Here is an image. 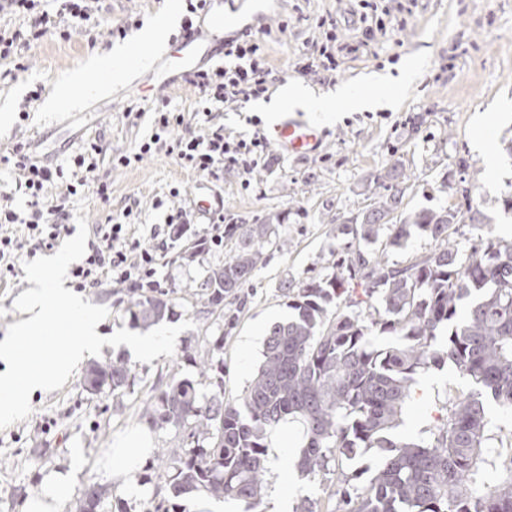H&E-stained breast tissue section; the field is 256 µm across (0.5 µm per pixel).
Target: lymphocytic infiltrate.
<instances>
[{"label":"lymphocytic infiltrate","instance_id":"obj_1","mask_svg":"<svg viewBox=\"0 0 512 512\" xmlns=\"http://www.w3.org/2000/svg\"><path fill=\"white\" fill-rule=\"evenodd\" d=\"M38 6L39 0H0V12L7 10L36 16L29 30L0 33L1 60L14 57L18 46L28 45L46 34L50 17L48 13L39 12ZM224 56V67L211 72L198 70L191 79L192 84L208 97L210 104L239 100L246 102L265 93V54L254 34L233 40L225 49ZM178 122V117L172 116L169 111L156 108L154 131L149 140L141 143L133 155L121 156L120 165H130L153 151L162 150L201 172L211 174L220 165L230 163L247 173L259 164L267 150L261 136L231 140L225 137L220 127L188 140L172 136L171 129ZM17 167L20 171L19 185L29 196L32 211L24 222L9 210L0 216V277L13 272L21 242H28L36 250L51 248L63 231V210L45 201L48 186L54 184L57 178L56 172L47 166L29 162L24 157L20 158ZM183 221V211L167 215L164 223L151 225L150 241L146 244L137 237L135 225L127 219L97 225L94 238L88 244L86 258L70 271L75 287L95 288L107 277L121 285L159 287V253L154 241L172 235Z\"/></svg>","mask_w":512,"mask_h":512}]
</instances>
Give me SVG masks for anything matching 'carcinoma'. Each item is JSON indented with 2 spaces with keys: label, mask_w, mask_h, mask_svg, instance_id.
Listing matches in <instances>:
<instances>
[{
  "label": "carcinoma",
  "mask_w": 512,
  "mask_h": 512,
  "mask_svg": "<svg viewBox=\"0 0 512 512\" xmlns=\"http://www.w3.org/2000/svg\"><path fill=\"white\" fill-rule=\"evenodd\" d=\"M410 180L397 165L375 175L377 200L344 225L365 245L386 235L383 251L358 248L338 258L336 272L283 286L292 314L269 328L238 402H224V362L209 350L197 362L213 387L207 401L175 375L156 390L145 408L151 423L181 427L192 443L159 451L172 498L198 493L263 512L268 435L297 422L303 436L293 468L310 481L336 475L326 512H512V458L500 462L487 447L488 406L512 411V239L488 228L461 259L449 229L483 223L481 212L471 204L465 215L448 207L402 212ZM284 221L273 212L224 227L236 246L201 284L199 313L211 316L240 298ZM415 232L434 248L405 266L389 262L386 249ZM130 293L133 325L147 329L174 315L164 291ZM376 332L393 341L375 347ZM445 363L472 388L445 409L429 442L395 438L418 374ZM131 379L128 363L112 359L91 364L83 384L92 395L116 397ZM368 449L378 462L362 482L352 463ZM107 494L99 485L85 490L77 512H101Z\"/></svg>",
  "instance_id": "cac0c4a2"
}]
</instances>
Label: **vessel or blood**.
Returning <instances> with one entry per match:
<instances>
[{
    "instance_id": "obj_1",
    "label": "vessel or blood",
    "mask_w": 512,
    "mask_h": 512,
    "mask_svg": "<svg viewBox=\"0 0 512 512\" xmlns=\"http://www.w3.org/2000/svg\"><path fill=\"white\" fill-rule=\"evenodd\" d=\"M250 29L249 23L225 15L224 0H207L202 25L188 24L174 40L175 52L161 54L154 70L144 75V86L179 89L225 41ZM266 138L285 153L309 155L320 148L323 133L287 119L269 127Z\"/></svg>"
}]
</instances>
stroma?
I'll list each match as a JSON object with an SVG mask.
<instances>
[{
    "instance_id": "obj_1",
    "label": "stroma",
    "mask_w": 512,
    "mask_h": 512,
    "mask_svg": "<svg viewBox=\"0 0 512 512\" xmlns=\"http://www.w3.org/2000/svg\"><path fill=\"white\" fill-rule=\"evenodd\" d=\"M185 12V0H100L91 31L73 29L61 39L68 21L57 0H46L49 32L12 59L0 60V204L18 213L29 209L27 196L16 189L20 155L51 168L70 170L83 147L97 144L94 187L80 195L66 194L62 183L48 189L49 204L63 207L67 229L77 232L76 203L86 198L89 224H105L133 209L142 224L162 223L167 212L186 210L187 230L161 247L162 287L175 303L171 324L193 321L179 334L173 356L149 363L130 360L125 347L104 346L102 359H126L135 373L133 386L119 398L89 394L82 371L65 385L32 397V412L23 421L0 430V512H20L24 500L39 490L43 472L78 465V489L101 484L108 489L104 512H147L168 495L167 473L159 465L141 469L140 496L120 492L101 459L118 436L147 424V401L170 375L193 379L194 359L201 349L223 339L217 359L224 362V398L235 401L252 380L261 361L268 328L287 318L284 280L301 281L308 271L330 273L351 236L342 234L334 217H348L370 204L369 178L392 164H402L413 177L403 199L405 210L478 205L485 224L496 235L512 236V211L503 200L512 194V0H269L268 17L257 37L264 45L270 73L268 92L292 82L326 94L354 85L373 73L404 71L406 86L396 105L375 112H338L323 118L317 112H295L297 120L324 134L321 148L307 156H286L268 149L251 172L223 166L208 175L181 165L157 150L129 166L118 165L153 131L155 105L167 104L182 121L173 133L187 138L223 126L233 139L265 132L266 115L254 103L216 104L211 123L198 119L205 105L194 86L180 91H141L132 69L125 80L94 96L83 87L101 82L102 73L87 67L93 54L108 52L116 42L113 28L127 26L126 41L170 8ZM335 32L328 42L327 32ZM335 55V70L301 72L300 60H319L322 49ZM82 82L66 85L72 72ZM39 89V99L29 97ZM495 168H488V161ZM224 198V221L249 222L270 212L286 216L276 228L285 248L268 247L266 260L243 288V305L234 322H216L196 312L200 286L211 270L223 264V252L200 250L194 260L183 252L199 241L209 216L194 207L197 183ZM104 183L108 196L95 187ZM0 286V338L20 314L15 299L29 286L22 264ZM127 288L104 282L83 289L84 300L109 309L105 335L130 327ZM467 378L449 366L418 377L408 400L398 436L429 440L435 416L466 393Z\"/></svg>"
}]
</instances>
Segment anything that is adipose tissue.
<instances>
[{"instance_id": "adipose-tissue-1", "label": "adipose tissue", "mask_w": 512, "mask_h": 512, "mask_svg": "<svg viewBox=\"0 0 512 512\" xmlns=\"http://www.w3.org/2000/svg\"><path fill=\"white\" fill-rule=\"evenodd\" d=\"M376 82L387 83L389 92L385 97L374 98L368 93L343 87L336 93L324 97L316 95L304 83L294 82L280 87L270 102L261 103L265 112L275 114L302 110L305 112H365L391 105L400 94V81L376 75ZM154 439L147 428L132 429L120 437L115 446L103 449L102 460L120 487L129 488L138 482V471L149 454ZM77 484L73 470H51L43 474L39 491L28 498L22 512H58L60 504L70 499Z\"/></svg>"}]
</instances>
